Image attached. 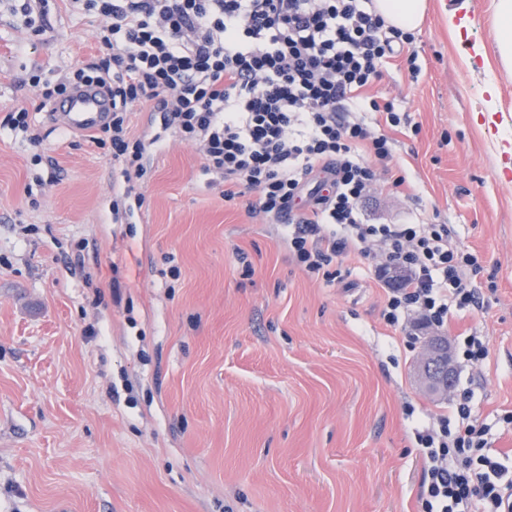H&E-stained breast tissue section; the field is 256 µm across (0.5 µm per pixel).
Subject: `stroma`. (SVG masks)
<instances>
[{"mask_svg": "<svg viewBox=\"0 0 512 512\" xmlns=\"http://www.w3.org/2000/svg\"><path fill=\"white\" fill-rule=\"evenodd\" d=\"M48 9L37 36L0 6V120L33 109L29 134L0 129V512H421L414 428L465 390L512 465V168L475 120L495 76L512 138L492 0H429L418 74L394 58L369 90L409 116L388 132L408 183L365 199L366 219L447 225L482 259L480 307L408 317L410 348L382 317L378 257L308 276L256 193L225 200L149 105L131 108L146 172L129 179L37 110L31 76L90 59L101 23ZM127 188L143 205L113 210ZM471 333L487 360L455 366L448 395L423 389L426 337Z\"/></svg>", "mask_w": 512, "mask_h": 512, "instance_id": "obj_1", "label": "stroma"}]
</instances>
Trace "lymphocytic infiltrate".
<instances>
[{
    "mask_svg": "<svg viewBox=\"0 0 512 512\" xmlns=\"http://www.w3.org/2000/svg\"><path fill=\"white\" fill-rule=\"evenodd\" d=\"M71 11L102 16L96 58L44 81L40 108L71 85L97 83L112 119L89 134L124 170L142 173L145 145L132 138L129 109L152 104L165 128L197 144L203 172L259 193V210L284 224L288 247L308 275L334 280L337 257L369 256L401 272L383 317L404 325L411 312L447 324L478 307L477 255L444 224H370L361 203L388 167L392 141L368 121L397 127L393 100L365 96L388 60L416 73L412 32L389 25L372 0H68ZM470 395L452 401L436 426L416 430L427 465L423 512H512V468L491 446Z\"/></svg>",
    "mask_w": 512,
    "mask_h": 512,
    "instance_id": "1",
    "label": "lymphocytic infiltrate"
}]
</instances>
